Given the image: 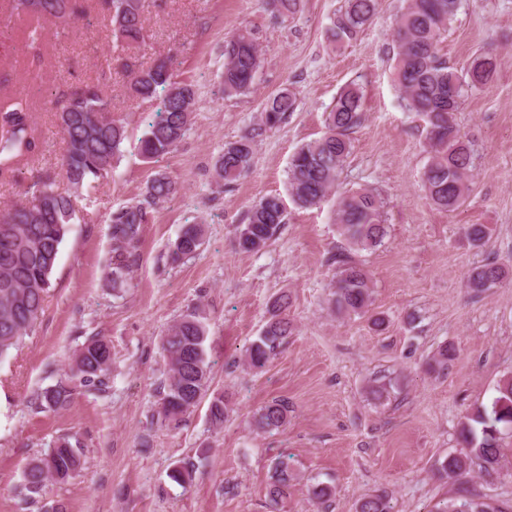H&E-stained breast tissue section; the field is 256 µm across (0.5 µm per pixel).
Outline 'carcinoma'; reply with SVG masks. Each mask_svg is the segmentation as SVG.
<instances>
[{
  "label": "carcinoma",
  "mask_w": 512,
  "mask_h": 512,
  "mask_svg": "<svg viewBox=\"0 0 512 512\" xmlns=\"http://www.w3.org/2000/svg\"><path fill=\"white\" fill-rule=\"evenodd\" d=\"M16 15L36 19L27 28V48L31 62L43 59L41 22L50 21L64 28L83 18V0H9ZM462 0H404L395 22L394 74L404 107L426 122L428 162L422 184L431 205L445 212L456 211L466 200L472 184L475 150L461 134L456 122L463 99L469 91L484 86L494 75L499 55L488 51L475 57L462 73L439 54V46L461 8ZM144 0H101L104 17L112 25L116 39L129 47L144 40ZM376 15V0H345L344 7L329 28L332 41L354 39ZM261 53L253 34L239 30L224 41L223 92L227 96L246 95L255 84L261 67ZM176 59H157L150 66L124 64L128 90L144 101L161 98L156 118L148 122L137 145L139 155L156 163L170 154L183 140L194 112V85L176 80ZM107 71L84 82L64 95L57 109L63 134L64 154L61 172L69 189H54L51 175H39L29 187L30 199L13 206L0 216V358L17 348L39 319L50 286V276L60 247L75 220L74 194L95 187L123 153L127 140L124 125L109 117L112 101L103 94ZM297 105L296 93L281 90L266 103L262 124L273 128L282 123ZM33 103L20 92L0 100V175L13 165L32 160L38 153L37 136L31 123ZM362 101L354 87L344 89L326 113L325 131L301 145L290 157L288 197L301 207L322 202L338 186L339 178L352 153L351 131L361 120ZM254 139L243 135L224 145L216 164L224 184L234 183L252 163ZM176 193V182L159 172L147 186L144 201L115 209L110 220L112 288H121L130 273L129 257L140 241L142 225L148 223L149 208L167 202ZM287 209L279 195H266L255 201L244 222L233 227L238 248L258 252L285 224ZM336 224L340 235L352 248L371 250L384 241L387 224L383 202L368 188L341 192L336 200ZM467 239L477 247L489 241L484 224L464 227ZM204 244L200 224H184L170 246L174 261L191 257ZM336 277L331 283L329 301L336 313L364 315L372 305V286L367 272L344 253L336 254ZM503 278L500 267L490 264L471 268L465 288L479 295L495 287ZM290 297L278 296L270 317L246 350L244 364L261 370L275 357L293 332L288 317ZM207 330L198 310L176 320L161 340L167 363V379L157 418L173 428L194 411L206 396L210 382V362L206 349ZM112 373V347L100 336L89 338L74 354L68 369L55 384L42 389L34 398L37 410L66 409L82 386L92 395L102 396L109 388ZM288 402L273 400L256 410L253 421L263 432L280 429L288 422ZM228 408L224 394L212 396L208 415L213 428L224 427ZM512 428V378L497 386L491 405L481 406L465 416L458 438L467 453H448L438 461V473L453 482L470 473L469 459L475 456L490 476L497 471L501 455L502 431ZM82 460L71 437L57 438L43 454L33 458L22 474L18 495L24 504L39 501L48 482H67ZM295 480L285 460L274 464L269 497L278 502L288 497ZM355 512H391L383 495H367L355 504ZM436 512H512L495 503L471 497L444 502Z\"/></svg>",
  "instance_id": "1"
}]
</instances>
